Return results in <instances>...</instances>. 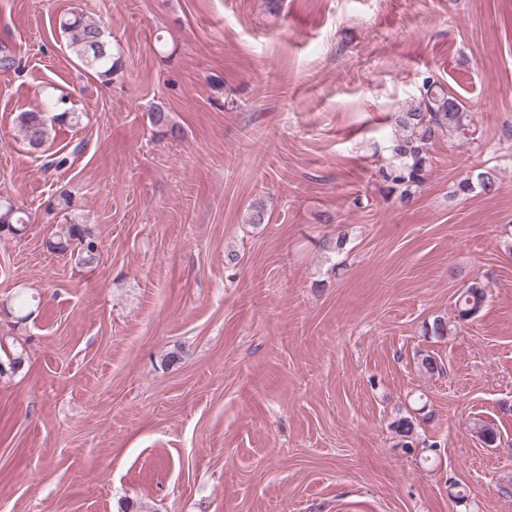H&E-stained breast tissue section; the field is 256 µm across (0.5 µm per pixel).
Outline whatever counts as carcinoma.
<instances>
[{"label":"carcinoma","mask_w":512,"mask_h":512,"mask_svg":"<svg viewBox=\"0 0 512 512\" xmlns=\"http://www.w3.org/2000/svg\"><path fill=\"white\" fill-rule=\"evenodd\" d=\"M58 27L67 37V49L80 66L97 76L101 82L111 81L112 75L122 68L120 58L113 56L105 27L78 13H65L58 19ZM47 111L30 110L18 113L16 117L23 141L29 150L45 157L43 169L57 175L66 173L71 167L69 154L55 151L46 153V143L55 126L74 128L83 123V114L66 108V98L60 97L46 103ZM158 133L175 137L179 129L169 125L168 114L157 106L150 116ZM395 130L388 137L385 146L388 154L386 165L379 169L380 180L393 193L398 194L402 203L414 198L416 190L426 180L432 166L431 148L445 135L467 138L473 135L470 114L447 89L437 81L426 78L420 89L418 102L394 116ZM498 173L493 167L480 170L472 177L458 181L453 195L468 196L479 190L491 194L497 190ZM31 222L28 212L11 203L0 204V237L22 236ZM77 245L78 263L89 265L99 255L101 241L85 224L71 222L60 229L56 241L50 247L66 253ZM487 293L483 284L470 283L458 296V316L467 320L477 315L484 307ZM421 371L441 374L442 361L433 353L422 354L419 361ZM391 427L407 448L413 446L418 437L419 422L412 415L402 416L392 422Z\"/></svg>","instance_id":"carcinoma-1"}]
</instances>
